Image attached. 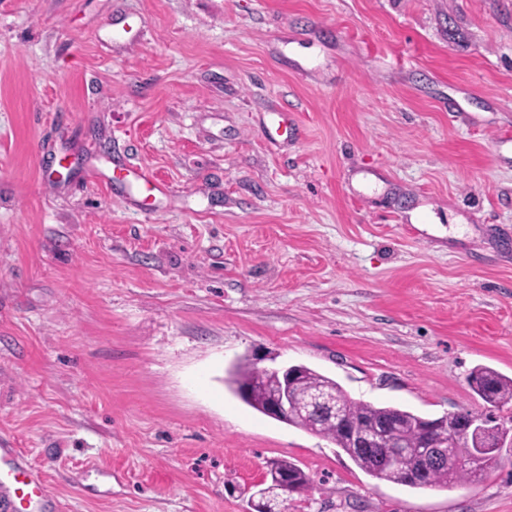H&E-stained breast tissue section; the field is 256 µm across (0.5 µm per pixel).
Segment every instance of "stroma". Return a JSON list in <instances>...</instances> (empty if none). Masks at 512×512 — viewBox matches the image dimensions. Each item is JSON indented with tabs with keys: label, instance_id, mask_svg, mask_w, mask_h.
Masks as SVG:
<instances>
[{
	"label": "stroma",
	"instance_id": "stroma-1",
	"mask_svg": "<svg viewBox=\"0 0 512 512\" xmlns=\"http://www.w3.org/2000/svg\"><path fill=\"white\" fill-rule=\"evenodd\" d=\"M506 129L512 0H0V448L34 512H247L274 459L310 479L288 512H512V455L379 481L224 383L481 410L472 369L512 376ZM0 483L7 481L13 489V508L15 512H28L35 503L46 497L44 484L35 479L28 471L16 466L12 456L13 448H1Z\"/></svg>",
	"mask_w": 512,
	"mask_h": 512
}]
</instances>
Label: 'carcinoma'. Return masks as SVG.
<instances>
[{"instance_id":"cac0c4a2","label":"carcinoma","mask_w":512,"mask_h":512,"mask_svg":"<svg viewBox=\"0 0 512 512\" xmlns=\"http://www.w3.org/2000/svg\"><path fill=\"white\" fill-rule=\"evenodd\" d=\"M226 382L237 396L260 413L264 412V406L268 402L278 397L282 388L281 379L276 373L248 360L234 365ZM468 384L492 415L502 411L503 407L512 405V377L490 367H478L469 374ZM292 394L296 403L302 405L309 403L317 395L331 397L340 406L343 419L348 423L393 419L403 440L411 445L423 441L443 445L448 441V431L455 429L460 420L485 416L482 411H467L430 419L394 406H376L356 401L334 379L306 366L302 367L301 374L296 378ZM318 435L332 441L371 477L412 488H446L459 482H478L487 470L498 465L502 456V449L491 448L481 464L472 466L468 463V443L459 441L446 448L448 458L444 465L423 475L412 455H398L390 459L385 448H351L350 438L340 423H319ZM272 464L276 474H270L266 478V498L276 505L286 506L288 500L284 498L283 483L303 491L307 489L309 479L303 470L286 459L274 460Z\"/></svg>"}]
</instances>
